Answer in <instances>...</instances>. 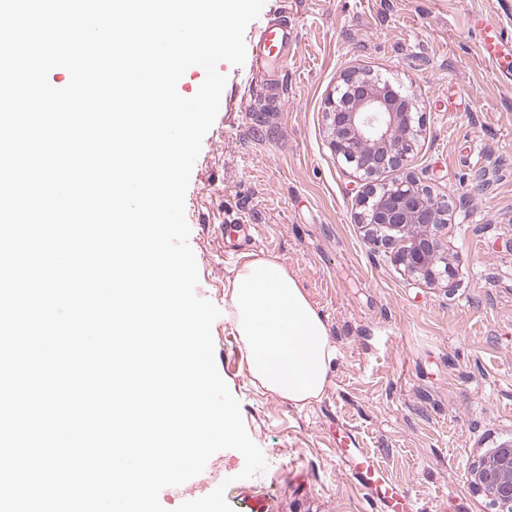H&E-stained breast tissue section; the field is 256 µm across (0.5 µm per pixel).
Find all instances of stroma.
<instances>
[{
    "instance_id": "obj_1",
    "label": "stroma",
    "mask_w": 512,
    "mask_h": 512,
    "mask_svg": "<svg viewBox=\"0 0 512 512\" xmlns=\"http://www.w3.org/2000/svg\"><path fill=\"white\" fill-rule=\"evenodd\" d=\"M298 39L273 85L220 63L224 103L185 197L197 294L224 304L239 267L220 227L254 229L249 254L277 256L328 326L338 355L304 408L254 385L233 325L212 326L219 374L267 467L240 479L222 450L202 494L226 484L234 512H368L337 463L333 422L412 496L417 512H497L470 470L512 442V78L480 52L477 14L512 37V0H265ZM411 95L423 127L411 169L454 196L444 248L452 278L427 286L368 239L364 190L333 151L326 102L345 71Z\"/></svg>"
}]
</instances>
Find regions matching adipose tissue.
I'll return each mask as SVG.
<instances>
[{
    "mask_svg": "<svg viewBox=\"0 0 512 512\" xmlns=\"http://www.w3.org/2000/svg\"><path fill=\"white\" fill-rule=\"evenodd\" d=\"M224 314L253 383L299 408L321 399L337 349L322 316L277 257L258 256L236 270L225 284Z\"/></svg>",
    "mask_w": 512,
    "mask_h": 512,
    "instance_id": "1",
    "label": "adipose tissue"
}]
</instances>
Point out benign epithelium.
<instances>
[{"mask_svg":"<svg viewBox=\"0 0 512 512\" xmlns=\"http://www.w3.org/2000/svg\"><path fill=\"white\" fill-rule=\"evenodd\" d=\"M331 146L371 184L362 196L360 224L374 245L426 283L452 275L442 250L451 197L435 198L409 171L420 122L413 101L392 86L348 70L325 112ZM393 172L389 182L380 178ZM471 486L512 512V443L504 445L469 473Z\"/></svg>","mask_w":512,"mask_h":512,"instance_id":"benign-epithelium-1","label":"benign epithelium"}]
</instances>
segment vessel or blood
<instances>
[{
    "mask_svg": "<svg viewBox=\"0 0 512 512\" xmlns=\"http://www.w3.org/2000/svg\"><path fill=\"white\" fill-rule=\"evenodd\" d=\"M485 33L483 55L504 74L512 73V40L505 38L490 18L475 19ZM251 50V71L261 82L282 72L296 39L295 27L285 13L267 19L255 32ZM336 459L366 492L374 512H412L403 488L392 482L373 454L362 448L357 436L345 426L336 429Z\"/></svg>",
    "mask_w": 512,
    "mask_h": 512,
    "instance_id": "1",
    "label": "vessel or blood"
}]
</instances>
